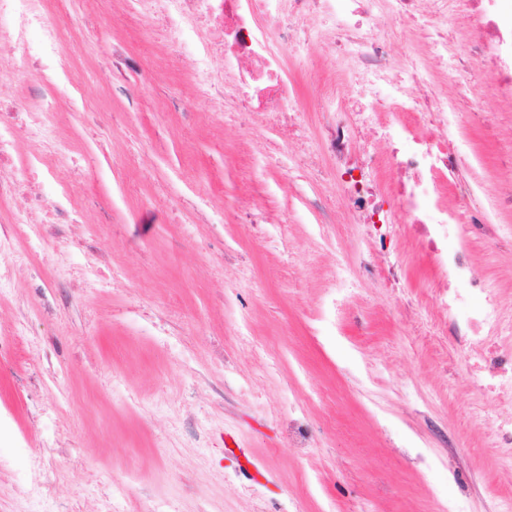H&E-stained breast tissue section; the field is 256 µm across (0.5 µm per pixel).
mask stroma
Returning <instances> with one entry per match:
<instances>
[{
	"label": "stroma",
	"mask_w": 512,
	"mask_h": 512,
	"mask_svg": "<svg viewBox=\"0 0 512 512\" xmlns=\"http://www.w3.org/2000/svg\"><path fill=\"white\" fill-rule=\"evenodd\" d=\"M53 12L91 34L57 54L72 76L52 78L48 124L73 160L41 186L70 185L84 221L0 255V330L24 327L33 351L0 355V512H18L24 474L48 512H103L120 492L133 512L156 495L176 512H512L497 431L512 404L484 394L474 350L431 334L440 290L406 225L386 252L394 288L365 269L368 228L326 155L303 150L336 68L324 20L288 57L307 124L286 141L234 104L208 112L220 61L200 72L129 0ZM38 47L28 32L0 72L7 97H28ZM462 80L498 130L461 117L493 191L512 114L480 63ZM500 231L467 243L512 321L511 214Z\"/></svg>",
	"instance_id": "stroma-1"
}]
</instances>
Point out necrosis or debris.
Instances as JSON below:
<instances>
[{
    "label": "necrosis or debris",
    "instance_id": "4bbe7bcc",
    "mask_svg": "<svg viewBox=\"0 0 512 512\" xmlns=\"http://www.w3.org/2000/svg\"><path fill=\"white\" fill-rule=\"evenodd\" d=\"M291 14H284V4ZM53 0H0V40L23 42L28 30L41 33L37 64L53 62L59 26L52 20ZM476 22L469 31V49L484 58L491 92L504 111L512 112V0H146L145 19L164 23L171 36L200 61L218 54L224 77L211 87L214 111L226 100L252 112L271 116L283 137L298 135L295 88L286 72L289 32L301 33V50L313 41L305 19L316 14L332 26V54L349 63L355 90L368 95L373 111L384 114L381 127L391 150L387 156L362 153L366 119L353 110L351 98L329 89L321 109V144L336 166L339 195L359 223L372 227L378 249H385L390 225L407 222L442 285V302L450 319L448 333L482 344L478 360L487 369L484 389L497 399L512 400V367H503L493 343L504 330L501 313L472 254L460 238L463 224L494 235L502 211L512 210V152L502 154L499 169L506 179L496 195H488L469 171L485 159L471 141L458 135L460 99L436 92L427 57L443 68L462 73L466 64L456 52L448 26L458 12ZM208 20L202 34L200 20ZM386 21L390 31L378 30ZM47 86L31 90L40 110L24 111L20 121L0 120V161L16 149L19 127L42 128L50 109ZM348 109V120L334 114ZM65 158L60 141L42 137L29 156L23 180L0 182V201L24 195L29 208L47 224H75L69 189L54 196L33 191L30 181ZM461 205L449 207V194Z\"/></svg>",
    "mask_w": 512,
    "mask_h": 512
}]
</instances>
